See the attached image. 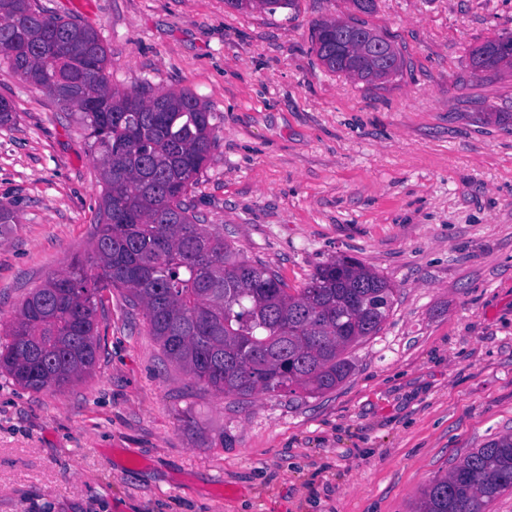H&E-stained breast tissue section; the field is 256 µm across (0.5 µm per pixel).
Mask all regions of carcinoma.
Listing matches in <instances>:
<instances>
[{"mask_svg":"<svg viewBox=\"0 0 512 512\" xmlns=\"http://www.w3.org/2000/svg\"><path fill=\"white\" fill-rule=\"evenodd\" d=\"M238 11L275 12L295 0H225ZM340 19L313 29L317 57L332 73L378 86L404 61L378 70L353 46L336 61ZM0 56L31 84L77 112L93 139L102 184L88 259L76 258L30 292L5 324L0 370L31 390L67 386L97 361L101 292L120 288L143 309L170 362L219 395L300 389L316 396L351 372L353 345L377 335L395 288L361 263L333 259L290 292L278 273L244 257L188 201L217 141L211 112L190 91L120 90L106 75L107 50L77 20L47 16L35 0H0ZM480 73L512 68V33L472 51ZM512 492V434L464 456L423 492L416 512H488Z\"/></svg>","mask_w":512,"mask_h":512,"instance_id":"1","label":"carcinoma"}]
</instances>
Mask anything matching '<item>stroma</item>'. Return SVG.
Instances as JSON below:
<instances>
[{
  "mask_svg": "<svg viewBox=\"0 0 512 512\" xmlns=\"http://www.w3.org/2000/svg\"><path fill=\"white\" fill-rule=\"evenodd\" d=\"M92 27L111 85L188 90L217 142L189 198L247 258L302 288L350 256L395 289L350 376L317 397L204 391L142 309L104 294L94 372L65 390L0 374V512H416L424 489L512 432V69L471 51L512 0H376L401 51L377 87L329 72L318 21L349 0L238 12L224 0H38ZM0 97V319L88 257L93 141L7 65Z\"/></svg>",
  "mask_w": 512,
  "mask_h": 512,
  "instance_id": "1",
  "label": "stroma"
}]
</instances>
